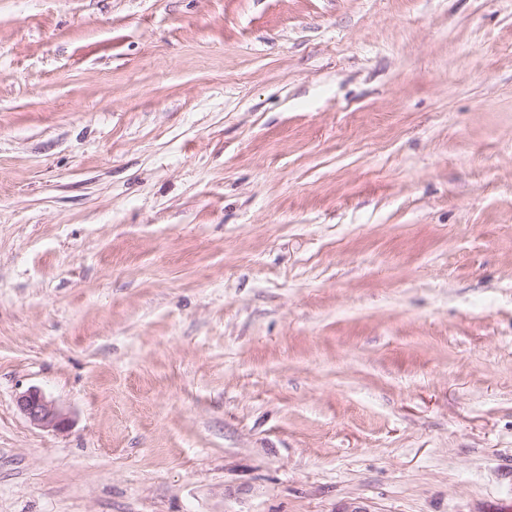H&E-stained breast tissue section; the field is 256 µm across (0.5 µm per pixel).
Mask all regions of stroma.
<instances>
[{
  "label": "stroma",
  "mask_w": 512,
  "mask_h": 512,
  "mask_svg": "<svg viewBox=\"0 0 512 512\" xmlns=\"http://www.w3.org/2000/svg\"><path fill=\"white\" fill-rule=\"evenodd\" d=\"M354 507L512 512V0H0V512ZM19 411L34 425L62 429L66 418L46 394L35 387L28 389L17 399Z\"/></svg>",
  "instance_id": "stroma-1"
}]
</instances>
